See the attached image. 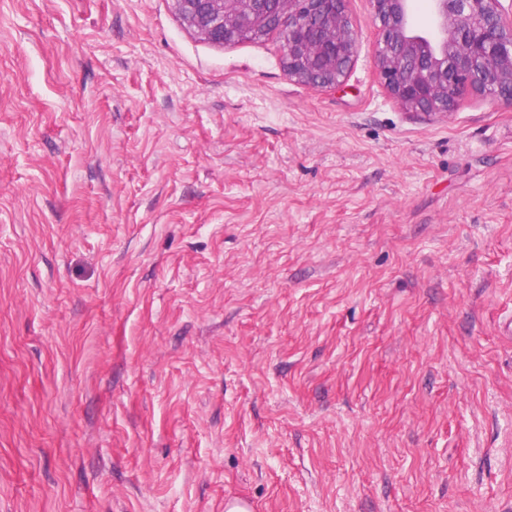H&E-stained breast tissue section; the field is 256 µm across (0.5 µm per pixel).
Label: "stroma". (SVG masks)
Returning <instances> with one entry per match:
<instances>
[{"mask_svg":"<svg viewBox=\"0 0 512 512\" xmlns=\"http://www.w3.org/2000/svg\"><path fill=\"white\" fill-rule=\"evenodd\" d=\"M173 0H0V512H512V104L410 112Z\"/></svg>","mask_w":512,"mask_h":512,"instance_id":"1","label":"stroma"}]
</instances>
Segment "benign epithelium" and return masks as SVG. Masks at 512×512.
I'll return each mask as SVG.
<instances>
[{"label":"benign epithelium","instance_id":"obj_1","mask_svg":"<svg viewBox=\"0 0 512 512\" xmlns=\"http://www.w3.org/2000/svg\"><path fill=\"white\" fill-rule=\"evenodd\" d=\"M183 24L224 46L282 35L288 75L314 89L341 86L360 37L347 0H174ZM375 63L404 109L448 116L468 93L512 104V0H431L434 27L419 30L410 0H371Z\"/></svg>","mask_w":512,"mask_h":512}]
</instances>
